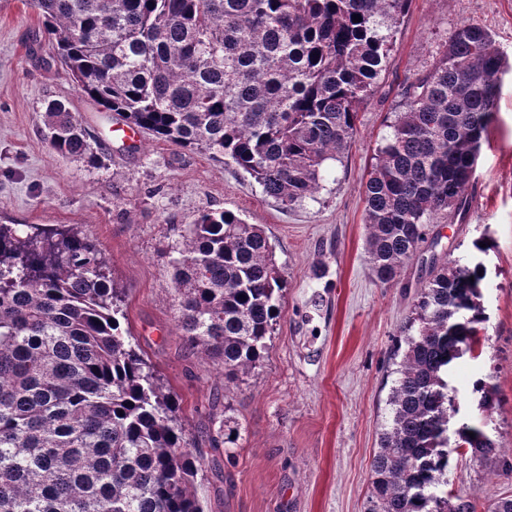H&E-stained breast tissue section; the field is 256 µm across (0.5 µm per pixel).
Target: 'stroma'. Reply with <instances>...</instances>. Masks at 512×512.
Segmentation results:
<instances>
[{"mask_svg":"<svg viewBox=\"0 0 512 512\" xmlns=\"http://www.w3.org/2000/svg\"><path fill=\"white\" fill-rule=\"evenodd\" d=\"M464 22L487 28L512 56V0H411L353 145L315 199L286 209L208 154L147 134L134 149L109 140L107 115L57 64L28 0L0 7V224H72L103 250L126 290L132 340L180 398L179 421L204 457L195 484L204 512H364L389 417L390 351L434 261L486 269L481 347L448 378L457 407L449 426H480L512 449V69L468 187V214L432 225L397 283L376 280L366 253L364 182L385 121L404 79L429 70ZM53 99L95 137L98 164L50 147L43 112ZM207 209L261 225L287 281L262 365L232 381L185 345L164 253L177 227ZM482 237L492 242L485 253L473 247ZM479 378L496 388L493 414L472 392ZM215 417L237 425L235 443L212 447ZM493 469L453 456L444 490L480 503L512 491V475Z\"/></svg>","mask_w":512,"mask_h":512,"instance_id":"obj_1","label":"stroma"}]
</instances>
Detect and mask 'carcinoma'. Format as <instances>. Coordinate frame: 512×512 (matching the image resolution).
<instances>
[{
	"label": "carcinoma",
	"mask_w": 512,
	"mask_h": 512,
	"mask_svg": "<svg viewBox=\"0 0 512 512\" xmlns=\"http://www.w3.org/2000/svg\"><path fill=\"white\" fill-rule=\"evenodd\" d=\"M56 58L102 110L249 174L285 208L320 190L355 140L411 0H30ZM361 16L356 22L353 15ZM506 55L487 29L453 28L433 67L407 78L364 185L376 279L397 280L430 226L469 207L497 112ZM50 146L93 162L64 102L44 112ZM178 327L224 376L259 367L286 281L264 230L209 209L167 244ZM486 270L433 265L391 349L397 378L371 462L366 512H477L439 496L452 455L512 473L478 426L448 436L445 376L473 351ZM124 291L74 226L0 224V512H204L201 468L178 398L123 326ZM480 409L495 387L473 384ZM220 421L210 442L236 441Z\"/></svg>",
	"instance_id": "1"
}]
</instances>
